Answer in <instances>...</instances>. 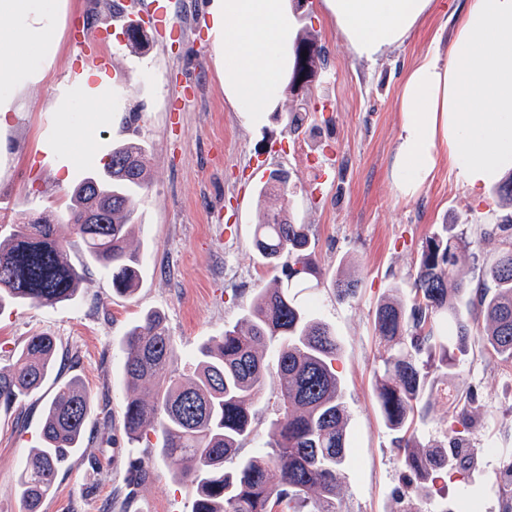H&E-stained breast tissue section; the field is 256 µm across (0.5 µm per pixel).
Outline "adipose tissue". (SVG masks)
Wrapping results in <instances>:
<instances>
[{
    "label": "adipose tissue",
    "instance_id": "1",
    "mask_svg": "<svg viewBox=\"0 0 512 512\" xmlns=\"http://www.w3.org/2000/svg\"><path fill=\"white\" fill-rule=\"evenodd\" d=\"M356 59L372 62L401 45L433 12L435 0H321ZM35 0H0V133L12 119L10 91L39 78L29 59L46 50V24ZM212 29L224 48V97L243 125L266 123L281 103L292 65L297 20L288 0H212ZM109 87L105 72L86 70L62 100L88 108L85 123L64 121L51 144L60 162L89 154L92 123ZM400 128L391 165L398 196L417 197L440 162L470 187L498 183L512 172V0H468L449 50L432 42L405 73Z\"/></svg>",
    "mask_w": 512,
    "mask_h": 512
}]
</instances>
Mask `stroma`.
I'll use <instances>...</instances> for the list:
<instances>
[{"instance_id":"35a3bbf8","label":"stroma","mask_w":512,"mask_h":512,"mask_svg":"<svg viewBox=\"0 0 512 512\" xmlns=\"http://www.w3.org/2000/svg\"><path fill=\"white\" fill-rule=\"evenodd\" d=\"M211 0H46L55 52L34 55L42 80L18 94L17 112L0 148V227L42 214H62L68 192L103 166L113 146L136 141L151 156L131 245L141 258L137 291L113 293L97 267L69 304L0 307V365L34 334L56 338L59 351L43 386L25 404L0 408V512H24L17 473L39 439L43 409L58 385L78 378L93 402L83 446L61 471L42 512H191L192 495L170 468L154 460L150 480L130 487L129 467L146 458L145 443L127 439L122 412L128 389L121 343L149 311L161 312L182 361L236 324L254 291L273 279L252 245L253 229L270 210L285 209L310 227L319 285L318 317L336 333V363L349 416L350 449L338 492L343 512H394L406 477L395 436L383 425L374 395L377 354L373 311L392 283L411 289L427 237L445 224H501L512 206L493 188H470L440 164L421 194L398 199L390 162L400 125L399 87L425 54L434 33L451 42L464 0H439L438 12L404 44L376 62L358 61L312 0L303 27L326 50L324 80L305 92L308 117L297 131L288 114L298 100L283 92L265 125L247 128L224 101L217 50L205 17ZM165 10L171 26L155 23ZM144 25L147 52L127 46L122 25ZM96 35L86 48L77 30ZM108 61L112 90L105 100L119 127L99 126L93 156L57 165L39 147L60 135V90L84 68ZM288 174V198L260 195L270 173ZM358 281L355 298L340 302L330 279L341 262ZM456 374L471 386L481 411L467 438L474 467L430 490L421 512H504L512 485V365L494 361L472 342Z\"/></svg>"}]
</instances>
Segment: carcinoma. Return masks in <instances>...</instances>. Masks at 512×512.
<instances>
[{
  "mask_svg": "<svg viewBox=\"0 0 512 512\" xmlns=\"http://www.w3.org/2000/svg\"><path fill=\"white\" fill-rule=\"evenodd\" d=\"M150 156L136 142L112 149L102 169L72 190L63 221L81 240L89 263L107 274L112 291L136 290L139 255L129 247L137 199L147 186ZM288 196V177L270 174L260 194ZM253 245L264 263L281 270L274 286L258 289L240 321L204 344L194 363L179 357L164 316L148 312L124 336L127 399L123 427L132 442L159 435L155 448L191 490L193 512H340L337 490L347 462L348 415L334 368L340 346L333 329L298 301L317 274L309 225L273 210L255 225ZM69 241L45 219L17 224L0 242V304L54 307L73 299L83 279L68 256ZM483 261V288L465 314L466 285L456 270L458 253ZM338 301L355 297L357 284L342 271L332 280ZM377 304L373 323L378 355L375 395L384 425L398 434L402 465L418 482L445 479L448 448L415 440L432 400L444 395L459 409L461 425L477 398L449 381L458 356L474 340L490 356L512 362V224H489L471 236L444 224L423 247L413 288L401 285ZM453 346L458 356L448 354ZM277 355L278 407L266 445L239 456L256 431L257 404L268 387L267 350ZM57 357L51 336H31L0 367V406L10 408L38 391ZM141 386L151 397L135 395ZM90 393L72 378L57 387L44 410L41 446L22 464L18 486L24 512H39L53 494L59 470L82 446Z\"/></svg>",
  "mask_w": 512,
  "mask_h": 512,
  "instance_id": "1",
  "label": "carcinoma"
}]
</instances>
